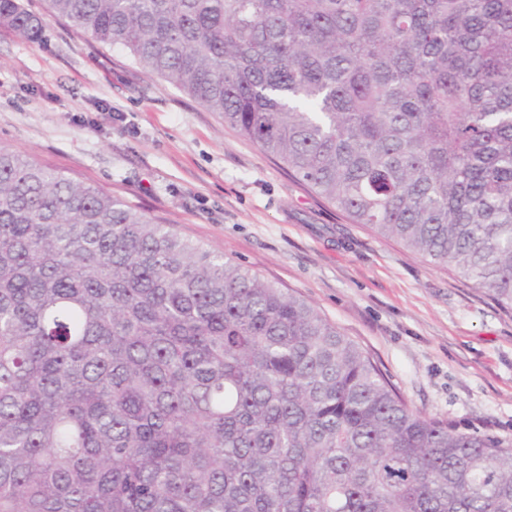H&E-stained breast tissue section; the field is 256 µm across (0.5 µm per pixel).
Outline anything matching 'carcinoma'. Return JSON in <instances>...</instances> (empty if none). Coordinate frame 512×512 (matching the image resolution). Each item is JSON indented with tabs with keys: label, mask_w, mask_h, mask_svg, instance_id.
<instances>
[{
	"label": "carcinoma",
	"mask_w": 512,
	"mask_h": 512,
	"mask_svg": "<svg viewBox=\"0 0 512 512\" xmlns=\"http://www.w3.org/2000/svg\"><path fill=\"white\" fill-rule=\"evenodd\" d=\"M0 0L125 49L353 223L512 308V0ZM0 512H512L310 303L0 148Z\"/></svg>",
	"instance_id": "obj_1"
}]
</instances>
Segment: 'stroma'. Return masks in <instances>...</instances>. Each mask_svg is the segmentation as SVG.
<instances>
[{"label": "stroma", "mask_w": 512, "mask_h": 512, "mask_svg": "<svg viewBox=\"0 0 512 512\" xmlns=\"http://www.w3.org/2000/svg\"><path fill=\"white\" fill-rule=\"evenodd\" d=\"M0 147L124 197L300 295L414 409L512 439V309L377 237L127 51L0 29Z\"/></svg>", "instance_id": "stroma-1"}]
</instances>
